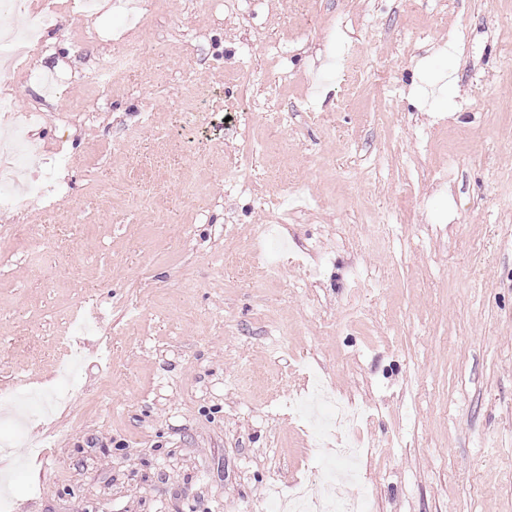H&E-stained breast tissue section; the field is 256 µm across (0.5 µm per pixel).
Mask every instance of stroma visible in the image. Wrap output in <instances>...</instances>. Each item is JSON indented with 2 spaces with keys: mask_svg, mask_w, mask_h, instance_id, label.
<instances>
[{
  "mask_svg": "<svg viewBox=\"0 0 512 512\" xmlns=\"http://www.w3.org/2000/svg\"><path fill=\"white\" fill-rule=\"evenodd\" d=\"M146 2L57 0L11 84L71 164L0 206V387L49 411L0 405L9 512H273L318 378L372 512H512V0ZM46 171L41 174H34V184L32 187L34 198L38 200H49L63 191L62 186L57 180L48 174V170L60 169L69 165L70 160L66 155L56 154L44 157Z\"/></svg>",
  "mask_w": 512,
  "mask_h": 512,
  "instance_id": "1",
  "label": "stroma"
}]
</instances>
